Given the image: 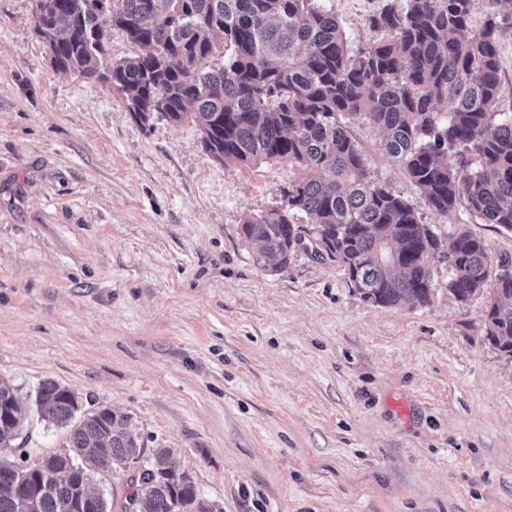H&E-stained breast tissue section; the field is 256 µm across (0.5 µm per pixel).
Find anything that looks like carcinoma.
<instances>
[{
  "instance_id": "cac0c4a2",
  "label": "carcinoma",
  "mask_w": 512,
  "mask_h": 512,
  "mask_svg": "<svg viewBox=\"0 0 512 512\" xmlns=\"http://www.w3.org/2000/svg\"><path fill=\"white\" fill-rule=\"evenodd\" d=\"M42 41L54 68L110 79L140 123L194 121L221 162L284 159L318 174L285 190L287 205L241 227L256 263L278 272L285 251L310 244L340 265L378 306L415 308L435 290L433 231L371 179L353 137L354 117L384 133L383 153L403 168L428 206L463 205L512 231V115L497 110L500 47L512 37V0H489L467 34L475 0H383L367 18L381 32L350 50L326 0H50ZM142 48L106 59L103 29ZM455 161L448 162V156ZM458 266L448 292L466 303L489 289L486 338L512 358V281L484 241L461 230L448 243ZM40 416L66 431L67 451L26 464L0 460V512H207L191 477L171 457L150 467L132 425L109 408L76 418L71 390L41 382ZM0 450L14 447L21 412L0 380ZM127 475L98 493L91 474Z\"/></svg>"
}]
</instances>
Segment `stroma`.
<instances>
[{
  "label": "stroma",
  "mask_w": 512,
  "mask_h": 512,
  "mask_svg": "<svg viewBox=\"0 0 512 512\" xmlns=\"http://www.w3.org/2000/svg\"><path fill=\"white\" fill-rule=\"evenodd\" d=\"M380 0H331L348 45ZM35 0H0V379L31 456L61 452L39 383L128 417L171 449L213 512H512V359L485 338L490 294L456 302L443 254L416 308L380 307L343 269L292 253L270 273L241 237L304 172L224 163L196 123H138L121 92L55 70ZM352 132L377 182L440 243L459 229L512 266V232L442 216Z\"/></svg>",
  "instance_id": "1"
}]
</instances>
